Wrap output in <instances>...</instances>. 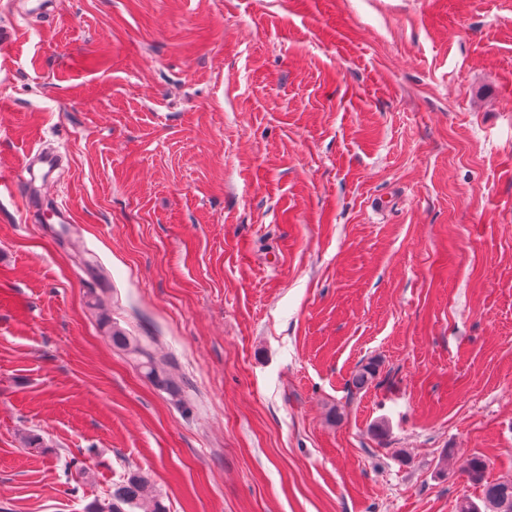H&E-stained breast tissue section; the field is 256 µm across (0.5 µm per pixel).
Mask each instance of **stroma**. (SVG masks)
I'll return each instance as SVG.
<instances>
[{
  "label": "stroma",
  "mask_w": 512,
  "mask_h": 512,
  "mask_svg": "<svg viewBox=\"0 0 512 512\" xmlns=\"http://www.w3.org/2000/svg\"><path fill=\"white\" fill-rule=\"evenodd\" d=\"M28 7L0 171L60 163L0 195V512L133 470L168 512H456L474 455L512 481V0ZM111 338L114 345L126 350L137 361H139L144 368L147 369L149 374L156 375L158 370L155 366L154 357L148 346L139 343L137 340H134L129 336H125V334L120 331H113Z\"/></svg>",
  "instance_id": "obj_1"
}]
</instances>
